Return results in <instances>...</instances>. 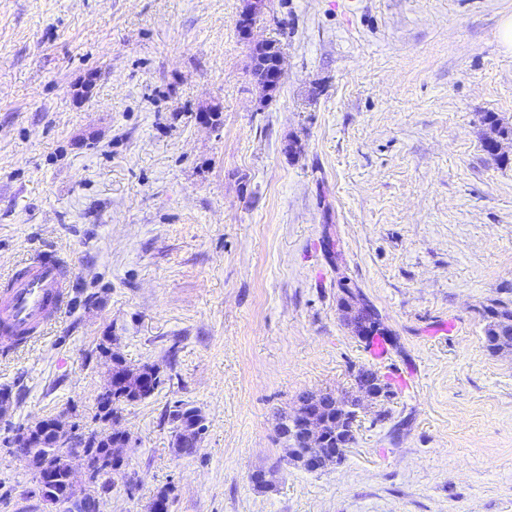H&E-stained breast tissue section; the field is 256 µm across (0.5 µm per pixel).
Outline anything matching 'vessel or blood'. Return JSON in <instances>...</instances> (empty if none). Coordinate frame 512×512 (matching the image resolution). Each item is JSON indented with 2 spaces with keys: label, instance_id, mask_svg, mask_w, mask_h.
Returning a JSON list of instances; mask_svg holds the SVG:
<instances>
[{
  "label": "vessel or blood",
  "instance_id": "obj_1",
  "mask_svg": "<svg viewBox=\"0 0 512 512\" xmlns=\"http://www.w3.org/2000/svg\"><path fill=\"white\" fill-rule=\"evenodd\" d=\"M69 276L60 257L22 258L0 289V335L33 339L47 332L68 304Z\"/></svg>",
  "mask_w": 512,
  "mask_h": 512
}]
</instances>
